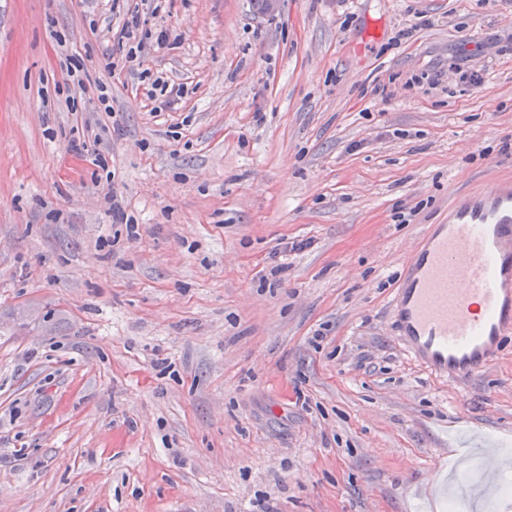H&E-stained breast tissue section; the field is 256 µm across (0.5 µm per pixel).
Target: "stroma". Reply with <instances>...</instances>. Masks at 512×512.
<instances>
[{"mask_svg":"<svg viewBox=\"0 0 512 512\" xmlns=\"http://www.w3.org/2000/svg\"><path fill=\"white\" fill-rule=\"evenodd\" d=\"M109 8L0 0V512H448L449 426L512 455V334L436 377L391 301L457 191L512 183V0H166L160 114ZM163 73H153L149 69H144L140 72L142 81L145 79L152 80L150 90V98L158 102L157 106L153 107L154 112L161 113L172 111L175 105L179 103L187 94L188 88L184 83H170L169 80L162 75Z\"/></svg>","mask_w":512,"mask_h":512,"instance_id":"1","label":"stroma"}]
</instances>
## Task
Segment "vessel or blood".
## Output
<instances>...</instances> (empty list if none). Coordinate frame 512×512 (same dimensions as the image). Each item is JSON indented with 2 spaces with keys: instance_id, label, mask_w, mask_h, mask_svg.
Listing matches in <instances>:
<instances>
[{
  "instance_id": "vessel-or-blood-1",
  "label": "vessel or blood",
  "mask_w": 512,
  "mask_h": 512,
  "mask_svg": "<svg viewBox=\"0 0 512 512\" xmlns=\"http://www.w3.org/2000/svg\"><path fill=\"white\" fill-rule=\"evenodd\" d=\"M453 204L411 257L407 284L393 306L407 351L430 372L467 379L494 360L512 332V190L499 184ZM466 456L477 489H496L503 465L495 448L473 437Z\"/></svg>"
}]
</instances>
